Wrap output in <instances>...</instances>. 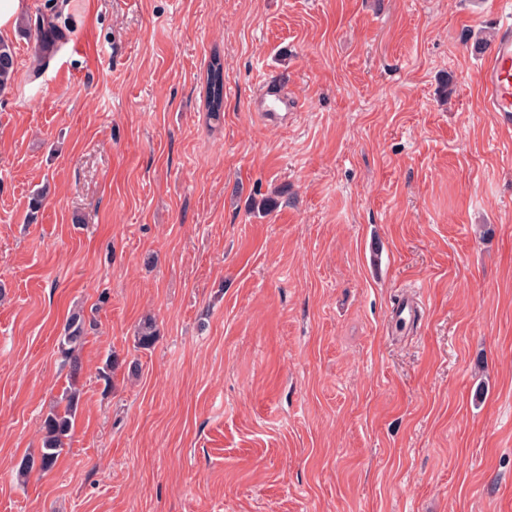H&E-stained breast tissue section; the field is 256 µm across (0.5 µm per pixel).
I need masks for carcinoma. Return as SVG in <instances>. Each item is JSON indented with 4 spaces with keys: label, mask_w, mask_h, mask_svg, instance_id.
<instances>
[{
    "label": "carcinoma",
    "mask_w": 512,
    "mask_h": 512,
    "mask_svg": "<svg viewBox=\"0 0 512 512\" xmlns=\"http://www.w3.org/2000/svg\"><path fill=\"white\" fill-rule=\"evenodd\" d=\"M35 27L37 37L36 60L38 67L46 65L55 55L63 35L56 24V12L39 14L35 24L23 17L19 27L28 30ZM15 71V51L11 43L0 39V88L6 86ZM207 97L210 115L217 117L224 105V65L219 57L211 61L207 76ZM87 323L84 315L75 312L68 321L64 336L60 338L58 350L66 364L70 367L71 383L63 392L62 398L49 409L42 422V444L38 458L26 457L18 464L17 473L26 477L39 466L42 471L51 470L71 437L73 422L76 418L81 390L76 383V375L80 366L75 351L83 343L87 335ZM157 339V327L153 318L142 320L136 330L135 341L140 348L152 347Z\"/></svg>",
    "instance_id": "carcinoma-1"
}]
</instances>
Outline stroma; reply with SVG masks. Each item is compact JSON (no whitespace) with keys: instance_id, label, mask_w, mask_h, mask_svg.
I'll return each mask as SVG.
<instances>
[{"instance_id":"35a3bbf8","label":"stroma","mask_w":512,"mask_h":512,"mask_svg":"<svg viewBox=\"0 0 512 512\" xmlns=\"http://www.w3.org/2000/svg\"><path fill=\"white\" fill-rule=\"evenodd\" d=\"M68 2L0 91V512H512L499 0ZM77 310L73 437L18 478ZM37 37L36 60L39 69L46 65L55 55L63 35L56 24V12L53 7L49 14L41 13L35 22ZM508 19L487 56L480 80L486 91L485 108L512 123V17ZM207 86L210 115L219 117L224 105V65L217 56L211 61L207 76Z\"/></svg>"}]
</instances>
